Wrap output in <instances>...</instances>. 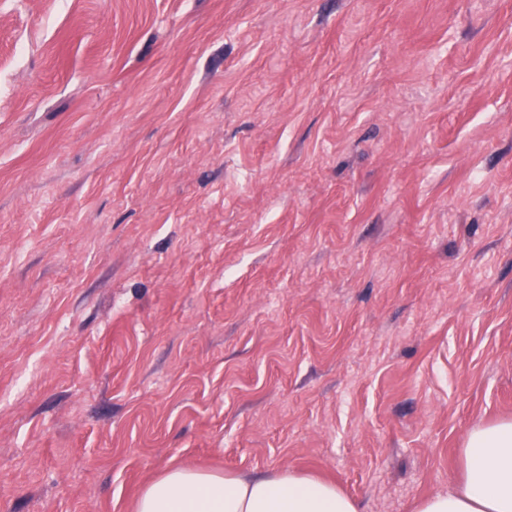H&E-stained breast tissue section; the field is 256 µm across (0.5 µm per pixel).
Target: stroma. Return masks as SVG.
<instances>
[{
    "label": "stroma",
    "mask_w": 512,
    "mask_h": 512,
    "mask_svg": "<svg viewBox=\"0 0 512 512\" xmlns=\"http://www.w3.org/2000/svg\"><path fill=\"white\" fill-rule=\"evenodd\" d=\"M501 419L512 0H0V512H413ZM134 512H359L335 484L290 471L262 477L173 466L151 479Z\"/></svg>",
    "instance_id": "obj_1"
}]
</instances>
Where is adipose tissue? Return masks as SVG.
I'll return each mask as SVG.
<instances>
[{
    "label": "adipose tissue",
    "mask_w": 512,
    "mask_h": 512,
    "mask_svg": "<svg viewBox=\"0 0 512 512\" xmlns=\"http://www.w3.org/2000/svg\"><path fill=\"white\" fill-rule=\"evenodd\" d=\"M134 512H359L335 484L278 471L262 477L173 466L151 479ZM415 512H512V421L472 430L458 486Z\"/></svg>",
    "instance_id": "obj_1"
}]
</instances>
